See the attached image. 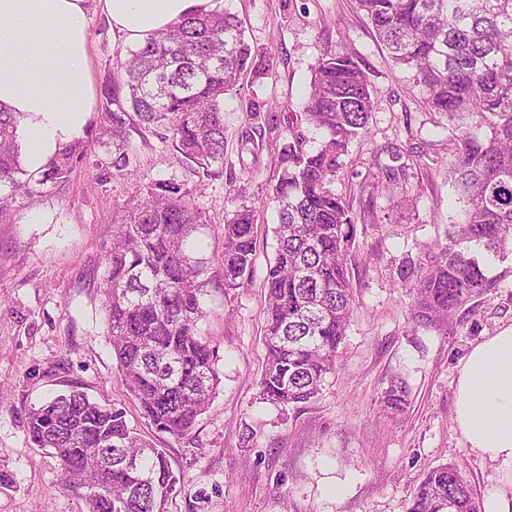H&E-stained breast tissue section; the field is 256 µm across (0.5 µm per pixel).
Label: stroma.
Wrapping results in <instances>:
<instances>
[{
    "mask_svg": "<svg viewBox=\"0 0 512 512\" xmlns=\"http://www.w3.org/2000/svg\"><path fill=\"white\" fill-rule=\"evenodd\" d=\"M247 41L274 63L272 75L244 76L224 97V174L197 176L170 144L132 134L136 173L108 174V146L84 140L86 158L67 182L14 192L0 187L10 221L0 224V512H87L64 486L55 458L28 439L31 406L76 386L125 408L131 426L161 448L185 482L166 512H407L428 470L458 467L475 497L498 486L495 467L467 448L455 423L458 367L484 336L512 325V251L489 257L493 286L448 321L447 331L414 327L400 281L405 258L445 241L464 204L449 177L448 118L428 109L409 69L396 65L356 0H225ZM354 55L375 97L369 133L348 147L332 189L354 211L373 207L377 224H356L347 256L353 312L336 371L320 397L299 409L262 402L265 276L277 222L274 151L293 134L316 139L304 120L305 89L318 59ZM130 45L101 12L91 14L93 86L112 76ZM411 156L405 187L368 199L360 185L374 162ZM160 182L189 189L204 224L202 257L224 247V221L239 205L256 210L248 283L212 290L200 332L216 351L220 384L189 437L159 434L122 384L106 335L100 285L110 221ZM405 197L403 208L393 201ZM402 378L410 405L396 414L381 396Z\"/></svg>",
    "mask_w": 512,
    "mask_h": 512,
    "instance_id": "35a3bbf8",
    "label": "stroma"
}]
</instances>
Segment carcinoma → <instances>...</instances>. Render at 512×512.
<instances>
[{
  "label": "carcinoma",
  "instance_id": "carcinoma-1",
  "mask_svg": "<svg viewBox=\"0 0 512 512\" xmlns=\"http://www.w3.org/2000/svg\"><path fill=\"white\" fill-rule=\"evenodd\" d=\"M396 64L413 72L433 112L448 115L454 183L466 203L459 229L402 265L416 327L448 331V315L492 287L472 247L499 256L512 242V0H357ZM229 9L190 14L118 60L102 90L96 135L112 145V175H134L129 132H157L203 177L224 170V95L247 71H270ZM375 98L359 63L343 51L312 69L305 120L321 133L307 147L297 134L278 149L280 175L275 257L265 277V361L259 398L298 409L336 371L353 299L345 256L357 214L331 189L351 141L369 134ZM20 116L0 105V186L30 189L21 162ZM85 158L72 144L51 158L39 185L64 183ZM384 188L408 181V164L392 155L380 166ZM255 210L231 211L218 259L224 293L252 272ZM203 225L191 191L159 184L112 219L102 280L106 333L121 380L159 433L188 436L208 408L220 377L201 336L205 296L217 280L194 256ZM408 388L395 380L383 403L398 413ZM32 445L57 458L65 483L82 491L88 512H165L184 476L163 451L129 427L125 411L79 389L60 393L28 414ZM407 512H480L451 464L429 470Z\"/></svg>",
  "mask_w": 512,
  "mask_h": 512
}]
</instances>
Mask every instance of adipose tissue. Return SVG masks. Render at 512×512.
Returning a JSON list of instances; mask_svg holds the SVG:
<instances>
[{"mask_svg":"<svg viewBox=\"0 0 512 512\" xmlns=\"http://www.w3.org/2000/svg\"><path fill=\"white\" fill-rule=\"evenodd\" d=\"M98 2L114 34L143 44L190 13L222 10L224 0H0V105L20 113L29 140V178L87 134L92 110L88 13ZM455 420L468 449L512 483V326L472 347L455 389Z\"/></svg>","mask_w":512,"mask_h":512,"instance_id":"adipose-tissue-1","label":"adipose tissue"}]
</instances>
